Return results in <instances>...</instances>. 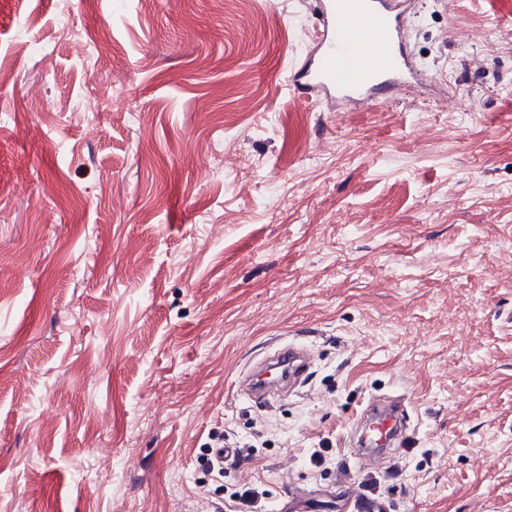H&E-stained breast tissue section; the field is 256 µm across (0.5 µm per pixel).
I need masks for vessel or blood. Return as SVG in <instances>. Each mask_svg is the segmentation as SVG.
I'll use <instances>...</instances> for the list:
<instances>
[{"label":"vessel or blood","mask_w":512,"mask_h":512,"mask_svg":"<svg viewBox=\"0 0 512 512\" xmlns=\"http://www.w3.org/2000/svg\"><path fill=\"white\" fill-rule=\"evenodd\" d=\"M321 27L312 49L291 68L293 88L318 100L332 99L351 107L368 106L397 91L404 76L415 75L405 36V0H314ZM310 360L296 342L274 348L241 377L240 390L255 403L291 392L302 383ZM370 422L354 455L378 463L407 443L405 410L391 402L369 410ZM339 512H388L382 498L349 491Z\"/></svg>","instance_id":"b4317fda"}]
</instances>
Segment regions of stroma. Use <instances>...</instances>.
<instances>
[{
  "instance_id": "stroma-1",
  "label": "stroma",
  "mask_w": 512,
  "mask_h": 512,
  "mask_svg": "<svg viewBox=\"0 0 512 512\" xmlns=\"http://www.w3.org/2000/svg\"><path fill=\"white\" fill-rule=\"evenodd\" d=\"M312 7L0 0V512H332L378 397L409 438L354 485L512 512V24L419 0L417 78L336 112L288 84ZM273 338L311 365L263 407Z\"/></svg>"
}]
</instances>
